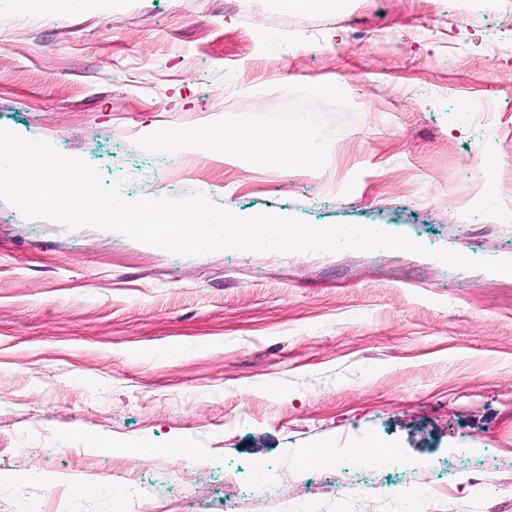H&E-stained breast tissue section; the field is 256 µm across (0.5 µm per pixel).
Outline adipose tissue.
Returning a JSON list of instances; mask_svg holds the SVG:
<instances>
[{
	"instance_id": "ef3b65f1",
	"label": "adipose tissue",
	"mask_w": 512,
	"mask_h": 512,
	"mask_svg": "<svg viewBox=\"0 0 512 512\" xmlns=\"http://www.w3.org/2000/svg\"><path fill=\"white\" fill-rule=\"evenodd\" d=\"M174 142L189 149L217 142L230 147L239 159L259 158L273 170L292 164L315 169L322 163L321 156L311 149L307 137L295 127L274 130L248 123L220 125L211 129L207 137L185 133L175 136Z\"/></svg>"
}]
</instances>
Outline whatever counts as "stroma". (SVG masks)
I'll use <instances>...</instances> for the list:
<instances>
[{"label":"stroma","instance_id":"35a3bbf8","mask_svg":"<svg viewBox=\"0 0 512 512\" xmlns=\"http://www.w3.org/2000/svg\"><path fill=\"white\" fill-rule=\"evenodd\" d=\"M242 121L306 123L321 166L164 141ZM0 127L127 200L512 260V0H0ZM352 447L406 467L348 488ZM107 461L125 512H402L421 484L424 512H512V276L391 249L178 256L0 200V497L47 512L69 484L68 512H116ZM228 469L271 498L226 501ZM98 488L105 494L112 495V498L121 501L130 492V487L125 484L126 478L121 472L112 469H102L99 473Z\"/></svg>","mask_w":512,"mask_h":512}]
</instances>
